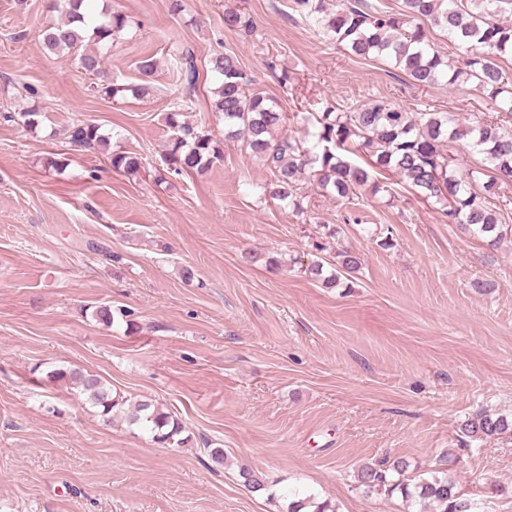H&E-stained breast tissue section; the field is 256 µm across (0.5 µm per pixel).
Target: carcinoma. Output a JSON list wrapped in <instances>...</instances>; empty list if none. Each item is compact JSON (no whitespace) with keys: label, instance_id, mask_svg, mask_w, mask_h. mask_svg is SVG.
I'll return each mask as SVG.
<instances>
[{"label":"carcinoma","instance_id":"cac0c4a2","mask_svg":"<svg viewBox=\"0 0 512 512\" xmlns=\"http://www.w3.org/2000/svg\"><path fill=\"white\" fill-rule=\"evenodd\" d=\"M325 0H293L296 12L315 19L318 26L353 57H386L416 85L450 87L466 84L485 93L495 115L490 120L461 122L454 112H407L388 99L364 104L353 112L327 107L304 113L312 126L310 138L296 140L274 136L287 125L288 116L263 92L250 88L238 58L229 53L209 59L211 72L220 79L214 91L213 111L224 114V136L242 140L274 175L272 196L298 204L296 183L305 180L336 199H348L366 188H378L374 173L389 171L406 179L425 199L434 200L445 222L456 224L483 237L495 248L506 236L492 199L499 198L501 184H512V74L501 63L512 59V23L504 21L512 0H403L402 11L390 13L365 6V0H350L330 12ZM83 0H49V8L65 13V19L43 31V44L52 52L75 55L79 67L100 79L101 89L114 97L129 92L148 93L156 62L151 56L136 63L140 83L121 85L110 79L103 67L121 33L131 24L128 16L113 12L88 25L80 13ZM224 27L245 34L252 21L239 9L224 10ZM437 29L448 39V47L460 52L450 59L430 44L428 32ZM179 111L168 114L172 129L167 165L173 171L203 173L222 160L211 135L178 120ZM465 139L471 151L482 157L479 166L465 175L452 168V148ZM76 147H104L107 141L94 124H77L69 130ZM371 158L365 167L351 160L355 150ZM112 168L135 172L141 159L127 152L110 156ZM361 257L351 250L336 255V269L322 279L336 287L341 279L356 273ZM51 382L76 389L106 422L116 410L127 407V421L151 433L154 442L167 446L183 443L182 424L148 399L133 402L112 389L98 375L79 368H58L49 373ZM460 433L473 441L512 437V419L504 414L479 410L467 417ZM398 479L390 480L388 472ZM407 465L397 459L382 469L368 464L357 474L358 486L366 493L400 492L405 499L417 498L436 504L435 512H470L456 482L444 475L416 481L405 477ZM253 493L267 491V482L249 470L241 473ZM332 512L326 502L299 497L288 512Z\"/></svg>","mask_w":512,"mask_h":512}]
</instances>
